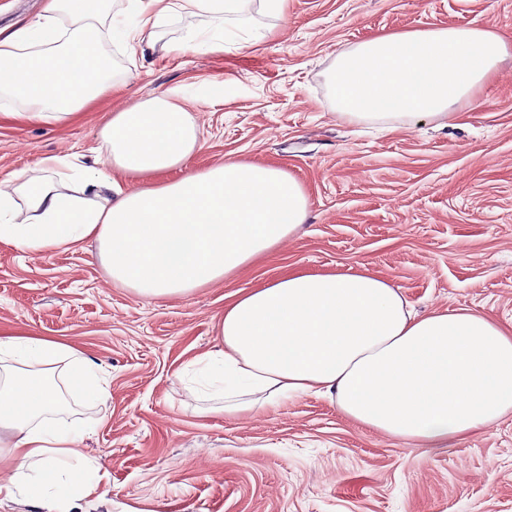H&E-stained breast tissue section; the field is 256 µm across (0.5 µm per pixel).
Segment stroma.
Masks as SVG:
<instances>
[{
  "instance_id": "obj_1",
  "label": "stroma",
  "mask_w": 512,
  "mask_h": 512,
  "mask_svg": "<svg viewBox=\"0 0 512 512\" xmlns=\"http://www.w3.org/2000/svg\"><path fill=\"white\" fill-rule=\"evenodd\" d=\"M273 35L224 53L128 57L102 43L121 94L70 126L0 121V180L42 155L91 161L107 114L179 86L198 118L193 167L227 158L288 168L307 224L236 277L184 298L112 284L86 241L34 254L0 242V328L65 343L96 365L105 404L70 470L97 463L103 499L76 512H512V418L418 448L299 396L244 420L200 416L175 377L214 346L235 292L289 270L368 267L414 310L471 309L512 321V57L447 126L386 131L335 111L327 71L370 35L473 23L512 38V0H289Z\"/></svg>"
}]
</instances>
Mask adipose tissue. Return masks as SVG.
<instances>
[{"mask_svg": "<svg viewBox=\"0 0 512 512\" xmlns=\"http://www.w3.org/2000/svg\"><path fill=\"white\" fill-rule=\"evenodd\" d=\"M45 0L40 20L0 29V98L20 124H66L122 88L89 30L107 28L130 53H220L252 34V4L279 16L288 0ZM204 17L161 41L167 18ZM67 25H59V18ZM512 41L482 25L377 34L340 51L328 73L350 123L451 119L494 78ZM172 88L109 113L98 151L129 178L38 157L0 181V242L51 252L93 241L114 285L143 299L186 297L261 261L307 222L310 202L287 169L237 159L199 169L196 117ZM181 170L179 179L167 174ZM217 344L177 373L200 415L247 418L297 395L330 398L350 421L422 448H444L512 414V322L466 310L420 317L399 288L367 267L294 269L237 292ZM93 361L67 344L0 330V502L70 512L98 496L100 469L61 474L84 429L65 426L64 388L93 404L106 394ZM77 495V496H78Z\"/></svg>", "mask_w": 512, "mask_h": 512, "instance_id": "1", "label": "adipose tissue"}]
</instances>
